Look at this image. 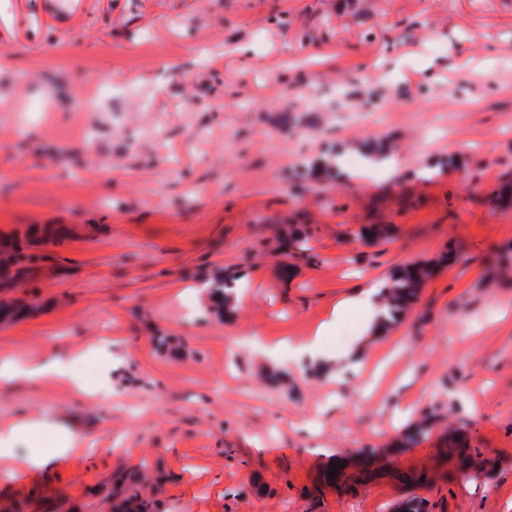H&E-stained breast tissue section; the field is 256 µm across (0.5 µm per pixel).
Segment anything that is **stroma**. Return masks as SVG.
Returning <instances> with one entry per match:
<instances>
[{
	"instance_id": "35a3bbf8",
	"label": "stroma",
	"mask_w": 512,
	"mask_h": 512,
	"mask_svg": "<svg viewBox=\"0 0 512 512\" xmlns=\"http://www.w3.org/2000/svg\"><path fill=\"white\" fill-rule=\"evenodd\" d=\"M380 145L395 169L315 167ZM510 178L512 0H0V234L71 229L0 357L112 353L106 402L0 386V428L76 421L85 447L36 475L0 463V506L109 512L141 468L161 512H512V281L487 272ZM288 224L314 263L290 266ZM370 224L392 238L366 244ZM409 263L433 273L397 324L367 336L352 310L325 337L361 346L350 374L271 379L259 344ZM232 275L244 299L211 313L196 283ZM424 409L437 425L409 438Z\"/></svg>"
}]
</instances>
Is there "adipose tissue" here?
<instances>
[{"label": "adipose tissue", "mask_w": 512, "mask_h": 512, "mask_svg": "<svg viewBox=\"0 0 512 512\" xmlns=\"http://www.w3.org/2000/svg\"><path fill=\"white\" fill-rule=\"evenodd\" d=\"M384 293L385 285L382 282L363 284L344 303L339 304L337 310L341 313L351 309L363 311L366 316V329L376 334L382 333L388 321ZM331 329V323L327 322L316 329L311 336L289 341L284 347L265 346L262 347L261 352L274 367L285 363L298 366L310 362L325 366L333 365L341 369L353 360L355 353L348 350L333 357L328 356L322 349V340ZM86 361L100 362L103 375L94 389V394L100 401L109 400L112 396V382L109 377L112 361L100 357L97 347L94 346L85 348L75 355L52 352L34 364L21 363L7 357L1 358L0 384H36L46 380H57L71 383L75 388L80 389L83 388L84 383L78 367ZM41 429V423L30 420H23L0 429V461L19 456L23 459L24 469L40 472L48 469L55 457L73 451L79 443L77 434L65 429L61 432L58 446L41 447L33 439L34 434L39 433Z\"/></svg>", "instance_id": "1"}]
</instances>
